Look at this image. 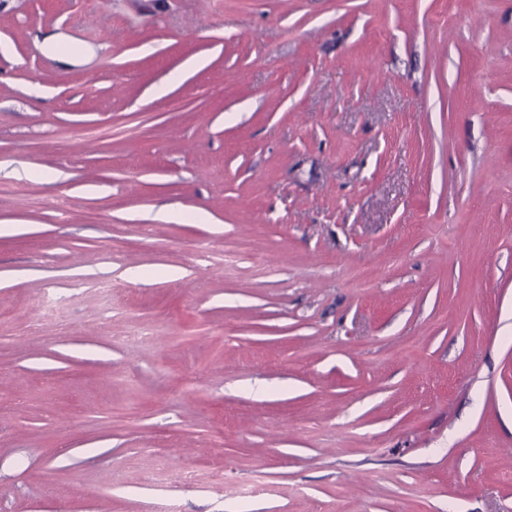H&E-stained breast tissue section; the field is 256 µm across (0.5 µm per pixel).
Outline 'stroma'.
I'll return each mask as SVG.
<instances>
[{
    "mask_svg": "<svg viewBox=\"0 0 512 512\" xmlns=\"http://www.w3.org/2000/svg\"><path fill=\"white\" fill-rule=\"evenodd\" d=\"M0 307V512H512V0H0Z\"/></svg>",
    "mask_w": 512,
    "mask_h": 512,
    "instance_id": "35a3bbf8",
    "label": "stroma"
}]
</instances>
